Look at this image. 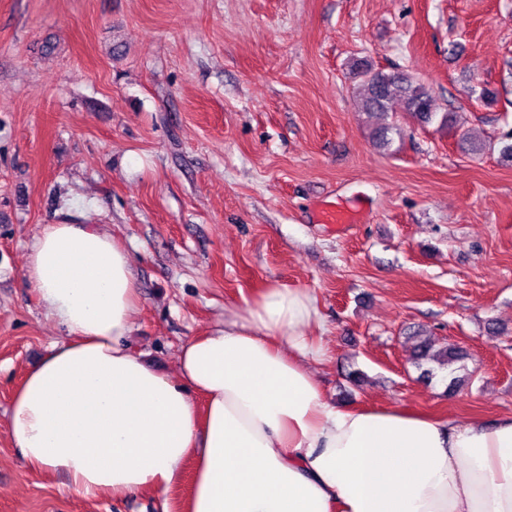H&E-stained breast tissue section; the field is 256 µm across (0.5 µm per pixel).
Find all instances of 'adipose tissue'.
I'll use <instances>...</instances> for the list:
<instances>
[{
	"label": "adipose tissue",
	"mask_w": 512,
	"mask_h": 512,
	"mask_svg": "<svg viewBox=\"0 0 512 512\" xmlns=\"http://www.w3.org/2000/svg\"><path fill=\"white\" fill-rule=\"evenodd\" d=\"M24 277L68 339L15 391L8 425L34 472L84 498L166 495L186 461L185 512H512V417L435 420L331 403L319 311L274 285L184 344L177 374L130 352L129 252L89 224H47ZM202 404H195V397Z\"/></svg>",
	"instance_id": "ef3b65f1"
}]
</instances>
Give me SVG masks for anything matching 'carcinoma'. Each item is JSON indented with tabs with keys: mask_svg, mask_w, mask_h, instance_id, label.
Segmentation results:
<instances>
[{
	"mask_svg": "<svg viewBox=\"0 0 512 512\" xmlns=\"http://www.w3.org/2000/svg\"><path fill=\"white\" fill-rule=\"evenodd\" d=\"M358 75L361 76L359 88L363 112L377 119L372 135L379 147H388L391 143L390 134L397 130L395 124L384 122L392 102H402L406 111L410 112L422 125L431 123L437 115L433 108L431 93L410 72L406 70L373 72L369 66L361 64L358 66ZM466 356V351L462 349L450 350L446 346L437 347L424 339L415 345L412 360L419 366L430 362L443 369L464 360Z\"/></svg>",
	"mask_w": 512,
	"mask_h": 512,
	"instance_id": "cac0c4a2",
	"label": "carcinoma"
}]
</instances>
